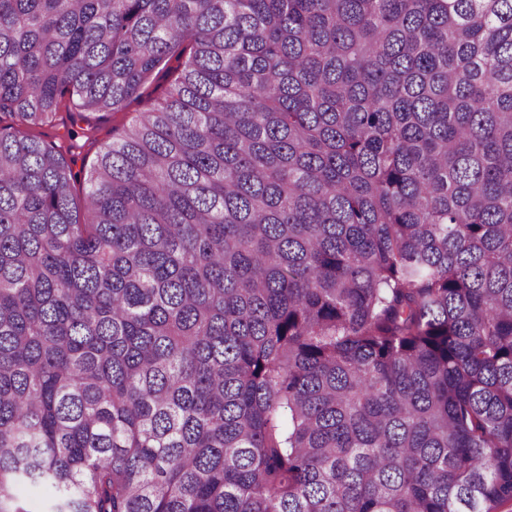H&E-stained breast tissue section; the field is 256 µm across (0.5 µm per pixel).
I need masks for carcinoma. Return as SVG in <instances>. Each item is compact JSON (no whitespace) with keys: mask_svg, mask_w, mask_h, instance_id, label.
Wrapping results in <instances>:
<instances>
[{"mask_svg":"<svg viewBox=\"0 0 512 512\" xmlns=\"http://www.w3.org/2000/svg\"><path fill=\"white\" fill-rule=\"evenodd\" d=\"M0 112V512L512 508V0H0ZM167 86L166 79H158L138 96L132 98L122 112L115 114L111 112L99 119L90 118V121L63 108L56 115L52 124L38 129L41 132L42 140L57 143L62 142L58 135L63 134L66 130L72 131L76 141L81 145V149L75 151V155L72 157L73 171L77 175L73 191L78 200L85 193V175L94 163L99 147L112 140L114 130L130 122L146 106L159 102L163 98ZM90 127L92 128L90 129ZM17 495L29 512H49L51 510L52 493L42 486L20 484L17 487Z\"/></svg>","mask_w":512,"mask_h":512,"instance_id":"carcinoma-1","label":"carcinoma"}]
</instances>
